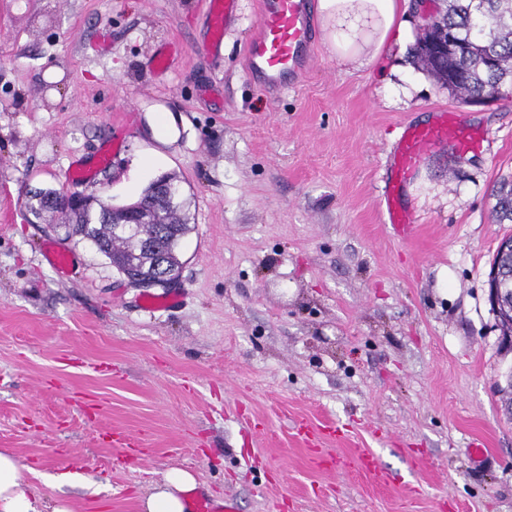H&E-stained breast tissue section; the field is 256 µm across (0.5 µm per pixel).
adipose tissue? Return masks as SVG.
<instances>
[{
	"label": "adipose tissue",
	"mask_w": 512,
	"mask_h": 512,
	"mask_svg": "<svg viewBox=\"0 0 512 512\" xmlns=\"http://www.w3.org/2000/svg\"><path fill=\"white\" fill-rule=\"evenodd\" d=\"M323 26L344 36L348 43L364 41L365 50L347 55L346 61L360 68L381 60L388 47L402 42L405 26L400 0H318ZM195 475L175 469L164 484L141 491V512H186ZM0 512H70L58 499H44L20 476L13 454L0 452Z\"/></svg>",
	"instance_id": "adipose-tissue-1"
}]
</instances>
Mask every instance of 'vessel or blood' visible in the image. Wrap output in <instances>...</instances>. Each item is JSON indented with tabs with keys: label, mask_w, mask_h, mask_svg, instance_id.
<instances>
[{
	"label": "vessel or blood",
	"mask_w": 512,
	"mask_h": 512,
	"mask_svg": "<svg viewBox=\"0 0 512 512\" xmlns=\"http://www.w3.org/2000/svg\"><path fill=\"white\" fill-rule=\"evenodd\" d=\"M239 3L240 0H208L209 38L203 46L205 52L221 49L225 34L238 18ZM257 8V22L244 48L245 70L275 97L288 85L297 83L309 69L315 19L310 0H257ZM448 140L455 141L463 151L478 144L476 132L452 111L436 113L429 124L406 128L394 155L398 180L389 184L385 193L388 223L407 232L413 229L417 222L414 212L396 203L398 185L412 176L433 147ZM111 162L112 148L107 145L98 151L93 164L71 163L68 179L90 180Z\"/></svg>",
	"instance_id": "vessel-or-blood-1"
}]
</instances>
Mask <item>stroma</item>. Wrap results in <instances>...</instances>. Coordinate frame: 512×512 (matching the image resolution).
<instances>
[{
    "label": "stroma",
    "instance_id": "1",
    "mask_svg": "<svg viewBox=\"0 0 512 512\" xmlns=\"http://www.w3.org/2000/svg\"><path fill=\"white\" fill-rule=\"evenodd\" d=\"M255 2L213 57L205 0H0V451L71 512H139L174 468L237 512H512V349L487 292L512 234L492 212L512 100L461 104L409 41L354 68L321 30L301 84L271 99L243 64ZM155 105L179 136L149 166ZM445 109L484 139L438 144L403 185L409 236L384 221L391 158ZM109 142L111 166L67 184ZM164 173L195 224L170 309H141L142 288L25 205L66 185L122 206ZM67 470L87 484L54 486Z\"/></svg>",
    "mask_w": 512,
    "mask_h": 512
}]
</instances>
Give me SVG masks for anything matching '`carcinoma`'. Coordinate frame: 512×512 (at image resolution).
Returning a JSON list of instances; mask_svg holds the SVG:
<instances>
[{
    "mask_svg": "<svg viewBox=\"0 0 512 512\" xmlns=\"http://www.w3.org/2000/svg\"><path fill=\"white\" fill-rule=\"evenodd\" d=\"M436 24L470 44L468 50L449 60L445 72L433 74L448 93L461 100L488 96L495 86L512 79V0H448L445 11L437 13ZM489 55L497 59V68L486 66L485 58ZM493 196L497 221L512 222V182H501ZM136 205L147 213L159 210L171 220L169 224L147 225L146 233L153 238L149 244L138 235L114 233L112 225L104 223L111 205L101 199L83 210L77 223L68 226V232L92 243L129 278L151 273L156 249L165 253L174 272L180 273L182 242L193 230L187 198L183 196L175 206L165 207L156 202L147 188ZM27 208L37 218L51 214L67 220L63 212L48 208L36 193L30 195Z\"/></svg>",
    "mask_w": 512,
    "mask_h": 512,
    "instance_id": "1",
    "label": "carcinoma"
}]
</instances>
